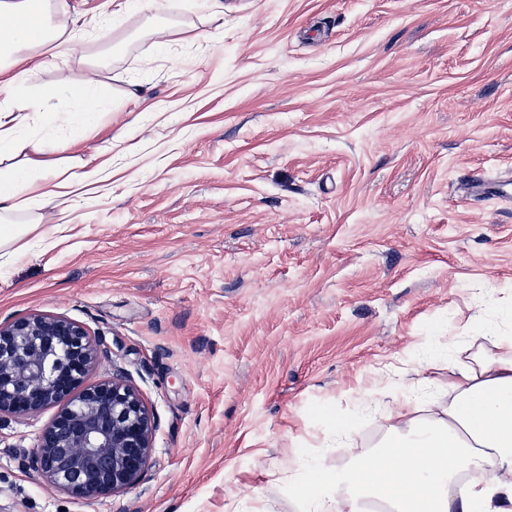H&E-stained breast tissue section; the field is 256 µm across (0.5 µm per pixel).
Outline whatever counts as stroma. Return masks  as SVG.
Returning a JSON list of instances; mask_svg holds the SVG:
<instances>
[{
    "label": "stroma",
    "instance_id": "stroma-1",
    "mask_svg": "<svg viewBox=\"0 0 512 512\" xmlns=\"http://www.w3.org/2000/svg\"><path fill=\"white\" fill-rule=\"evenodd\" d=\"M169 0L125 43L74 151L112 180L0 270V322L59 314L104 336L157 419L148 470L93 501L25 461L55 411L0 419V512H296L278 480L376 384L512 335V204L455 188L512 171V0ZM181 30H169L170 20ZM89 72L44 57L30 89L75 113ZM153 103L141 111L126 95Z\"/></svg>",
    "mask_w": 512,
    "mask_h": 512
}]
</instances>
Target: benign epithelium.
<instances>
[{
  "label": "benign epithelium",
  "mask_w": 512,
  "mask_h": 512,
  "mask_svg": "<svg viewBox=\"0 0 512 512\" xmlns=\"http://www.w3.org/2000/svg\"><path fill=\"white\" fill-rule=\"evenodd\" d=\"M104 337L61 315L0 323V417L55 409L29 458L48 486L95 500L135 488L157 421L121 374L87 382Z\"/></svg>",
  "instance_id": "1"
}]
</instances>
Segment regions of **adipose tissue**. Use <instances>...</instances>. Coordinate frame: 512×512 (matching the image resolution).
<instances>
[{
  "mask_svg": "<svg viewBox=\"0 0 512 512\" xmlns=\"http://www.w3.org/2000/svg\"><path fill=\"white\" fill-rule=\"evenodd\" d=\"M0 267L10 264L24 237L46 221L47 210L96 191L111 179L112 162L88 165L71 155L72 139L48 142L30 134L31 115L56 96L31 92L25 78L43 52L73 56L79 44L71 0H0ZM495 351L477 348L466 364L445 353V394L425 399L371 393L359 419L382 422L376 453L360 450L358 421L332 423L346 446V465L325 468L304 455L282 482L299 512H366L369 500L385 512H512V336L485 332ZM398 458L397 468L382 460Z\"/></svg>",
  "mask_w": 512,
  "mask_h": 512,
  "instance_id": "ef3b65f1",
  "label": "adipose tissue"
}]
</instances>
